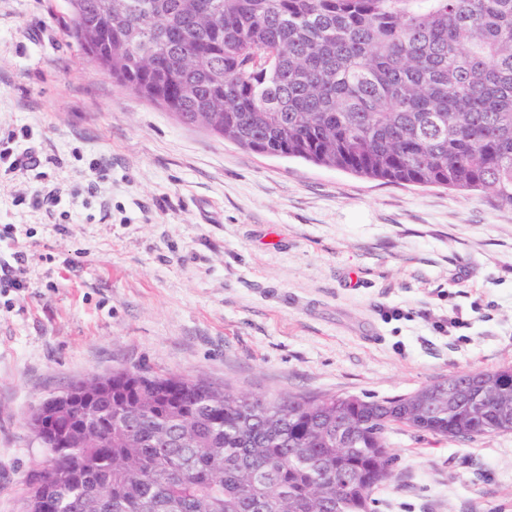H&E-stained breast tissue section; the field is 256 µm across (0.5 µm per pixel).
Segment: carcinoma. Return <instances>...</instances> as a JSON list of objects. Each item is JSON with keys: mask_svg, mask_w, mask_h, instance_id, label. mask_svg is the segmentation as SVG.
<instances>
[{"mask_svg": "<svg viewBox=\"0 0 512 512\" xmlns=\"http://www.w3.org/2000/svg\"><path fill=\"white\" fill-rule=\"evenodd\" d=\"M67 29L120 85L254 153L512 206V0H71ZM54 405L38 446L57 455L21 512H375L392 430L512 431V366L383 398L123 371Z\"/></svg>", "mask_w": 512, "mask_h": 512, "instance_id": "cac0c4a2", "label": "carcinoma"}]
</instances>
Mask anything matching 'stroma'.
Masks as SVG:
<instances>
[{"label":"stroma","instance_id":"obj_1","mask_svg":"<svg viewBox=\"0 0 512 512\" xmlns=\"http://www.w3.org/2000/svg\"><path fill=\"white\" fill-rule=\"evenodd\" d=\"M67 13L0 0V147L21 152L26 128L42 159L0 178V253L29 265L27 288L0 295V512H19L44 459L27 419L91 376L384 397L512 365V207L185 125L89 62ZM49 183L67 188L51 213L32 206ZM390 444L377 512H512V432Z\"/></svg>","mask_w":512,"mask_h":512}]
</instances>
